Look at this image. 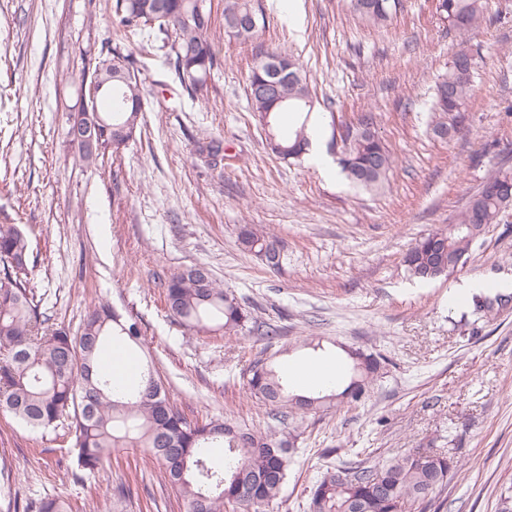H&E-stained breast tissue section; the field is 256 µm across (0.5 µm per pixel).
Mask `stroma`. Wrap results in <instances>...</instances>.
Returning <instances> with one entry per match:
<instances>
[{"label": "stroma", "instance_id": "obj_1", "mask_svg": "<svg viewBox=\"0 0 512 512\" xmlns=\"http://www.w3.org/2000/svg\"><path fill=\"white\" fill-rule=\"evenodd\" d=\"M488 3L471 39L474 95L444 141L430 107L458 38L436 0H403L382 27L347 0H251L263 25L249 41L225 35L224 0H206L219 65L204 97L184 91L166 50L123 31L112 0H0V224L31 229L30 286L52 323L78 331L101 302L138 318L145 344L133 353L154 363L187 421L229 417L258 430L273 420L248 390L254 362L280 371L309 359L312 336L319 358L346 368L350 349L381 357L365 402L305 417L278 512H304L330 466L431 449L460 461L442 512H496L512 487V301L490 315L448 303L468 281L512 298V209L449 275L424 283L403 263L416 239L454 223L491 170L512 168V0ZM93 45L132 52L146 98L134 140L87 167L68 129ZM275 49L295 55L316 93L308 127L325 164L273 154L251 109L250 70ZM367 112L396 159L378 193L355 189L336 162L342 131ZM206 137L223 139L221 165L198 152ZM246 224L279 236V267L241 250ZM194 264L274 335L183 329L161 284ZM1 458L13 478L0 512L58 495L96 512H186L139 448L115 449L76 484L61 434L0 412ZM125 480L131 493L113 509Z\"/></svg>", "mask_w": 512, "mask_h": 512}]
</instances>
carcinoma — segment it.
Wrapping results in <instances>:
<instances>
[{"label": "carcinoma", "instance_id": "1", "mask_svg": "<svg viewBox=\"0 0 512 512\" xmlns=\"http://www.w3.org/2000/svg\"><path fill=\"white\" fill-rule=\"evenodd\" d=\"M205 0H112V16L129 31L146 32L169 48L182 88L191 96L203 94L206 76L218 66L213 49L211 13L199 12ZM349 5L374 26H384L400 6L398 0H349ZM438 10L448 27L462 40L452 54L448 71L436 85L432 131L452 136L464 118L473 91L474 54L467 36L484 18L486 0H439ZM254 12L250 0H225L224 32L249 40L260 25L238 26ZM292 64L288 80L279 90L284 101L272 106L268 98H249L252 111L269 113L266 139L282 151L277 156L295 159L305 153L313 95L307 76L292 55L270 51L254 64L249 84L261 81L265 66L274 60ZM132 53L114 48L99 52L90 80L112 78L98 99L108 108L98 112L103 148L95 156L79 152L90 166L107 153H117L133 139L140 113L126 99H144L145 88L137 76ZM294 112L300 126L283 136L277 127L282 112ZM341 171L356 187L367 192L384 188L396 160L375 134L374 117L362 115L347 127ZM512 208V170L499 168L489 174L472 195L455 223L432 232L408 250L404 264L420 281L448 275L452 269L441 261L442 252L467 262L484 224H496ZM243 250L269 267L282 263L283 249L274 234L251 226L238 237ZM30 240L15 224L0 225V411L33 431H54L68 426L74 438L75 482L94 472L114 448H141L145 458L160 467L164 481L186 502L187 512H224L227 506L240 512H262L278 502L294 461L300 433L299 415L333 403H360L370 396L379 360L360 350L348 352L352 360L349 383L331 394L311 396L290 393L288 384L266 363L255 362L247 381L250 393L264 406L277 410L279 426L253 430L229 419H211L204 424L187 421L170 402L165 383L156 370L147 367L134 388L116 391L112 380L100 373L98 351L116 339L128 346L143 341L140 323L123 318L106 304L95 307L72 334L49 325L50 318L28 288ZM193 265L161 283L170 316L189 330L214 327L236 336L257 319L214 276L204 279ZM223 448L216 460L210 449ZM459 468L455 457L445 452H409L382 464L340 465L326 470L313 485L307 512H403L407 506L431 507L448 486V477ZM23 512H75L62 497L30 500Z\"/></svg>", "mask_w": 512, "mask_h": 512}]
</instances>
